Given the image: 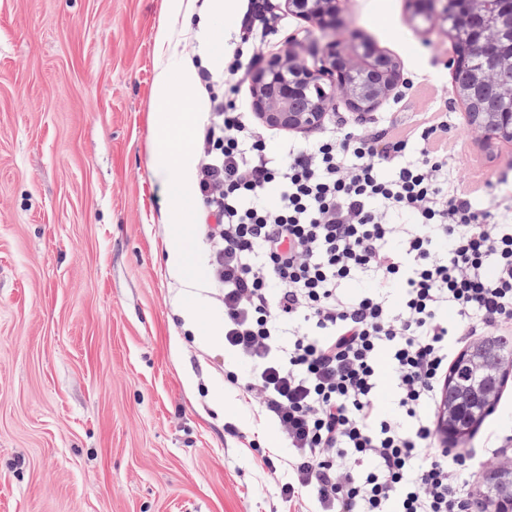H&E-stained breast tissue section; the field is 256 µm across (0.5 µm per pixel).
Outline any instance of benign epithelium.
<instances>
[{
    "instance_id": "1",
    "label": "benign epithelium",
    "mask_w": 512,
    "mask_h": 512,
    "mask_svg": "<svg viewBox=\"0 0 512 512\" xmlns=\"http://www.w3.org/2000/svg\"><path fill=\"white\" fill-rule=\"evenodd\" d=\"M346 0H285L288 12L327 34L323 65L312 69L291 45L268 61L252 78L253 104L264 124L286 131H303L324 124L328 110L341 95L352 112L376 110L389 99L402 80L400 62L358 33H342L337 18ZM416 8L428 20L441 23L448 18L465 22L470 29L471 52L490 59H512V46L504 49L486 24L488 8L499 23L512 28V0H415ZM509 107L479 117L465 112L475 143L491 152L497 144L512 141V87L500 93ZM467 409L448 408V391H443L439 429L452 437L456 415Z\"/></svg>"
}]
</instances>
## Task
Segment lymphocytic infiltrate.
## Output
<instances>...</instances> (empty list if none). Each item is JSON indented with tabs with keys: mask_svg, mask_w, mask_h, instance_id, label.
Wrapping results in <instances>:
<instances>
[{
	"mask_svg": "<svg viewBox=\"0 0 512 512\" xmlns=\"http://www.w3.org/2000/svg\"><path fill=\"white\" fill-rule=\"evenodd\" d=\"M269 0H247L199 171L210 282L240 385L293 455L279 495L322 512H466L464 458L432 418L459 345L512 333V207L450 184L448 118L333 126L271 147L232 94ZM353 292H346V283Z\"/></svg>",
	"mask_w": 512,
	"mask_h": 512,
	"instance_id": "1",
	"label": "lymphocytic infiltrate"
}]
</instances>
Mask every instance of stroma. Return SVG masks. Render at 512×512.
Wrapping results in <instances>:
<instances>
[{
  "label": "stroma",
  "mask_w": 512,
  "mask_h": 512,
  "mask_svg": "<svg viewBox=\"0 0 512 512\" xmlns=\"http://www.w3.org/2000/svg\"><path fill=\"white\" fill-rule=\"evenodd\" d=\"M163 0H0V512H319L281 500L291 452L229 373L248 366L183 316L168 263L169 199L149 169L154 37ZM310 67L325 36L273 0ZM342 29L397 57L377 111L329 114L369 133L447 106L453 180L512 205V143L488 156L452 91V42L410 0H347ZM512 377L448 446L470 489L503 462ZM272 466H265L263 456Z\"/></svg>",
  "instance_id": "stroma-1"
}]
</instances>
